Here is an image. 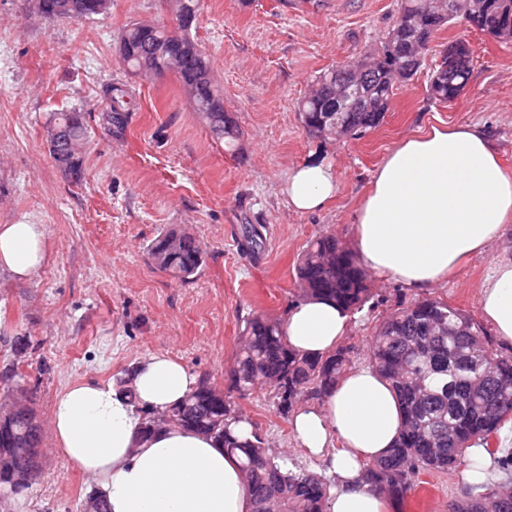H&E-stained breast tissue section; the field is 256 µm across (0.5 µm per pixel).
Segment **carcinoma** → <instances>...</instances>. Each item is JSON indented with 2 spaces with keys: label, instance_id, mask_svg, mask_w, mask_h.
<instances>
[{
  "label": "carcinoma",
  "instance_id": "carcinoma-1",
  "mask_svg": "<svg viewBox=\"0 0 512 512\" xmlns=\"http://www.w3.org/2000/svg\"><path fill=\"white\" fill-rule=\"evenodd\" d=\"M178 31L163 23L134 22L125 29L119 54L137 76L173 73L213 136L229 143L239 136L232 114L224 109V94L212 79L213 62L192 36L201 0H173ZM426 0H401L400 18L385 34L372 59L382 68L356 76L365 81L361 91L370 103L353 102L336 112L339 82L350 72L341 65L323 72L317 88L298 104L302 124L311 136H319L328 116L346 121L350 136L378 127L388 112L395 77L415 76L422 58L410 57L400 46L406 42L397 27L424 10ZM453 15L495 38L499 30L472 14L468 0H448ZM110 0H41L40 16L89 19L109 9ZM471 61L454 68L448 62L433 70L429 93L440 102L454 99L469 81ZM100 105L109 128L123 131L131 108L128 89L110 84L100 94ZM61 131L58 148L50 150L58 169L78 181L83 175L80 144L87 137L84 113L61 110L51 113L46 134ZM155 266L182 283L193 281L204 263V251L192 234L170 228L147 246ZM299 285L306 297H325L352 313L361 309L370 288L368 275L352 253L333 235L315 239L297 267ZM353 350L340 346L321 357L296 353L288 345L281 324L264 316L246 320L243 341L230 370V388L246 395L266 385L275 392L280 413L288 414L297 398L326 394L353 368ZM369 364L392 387L403 412V424L393 448L362 464L367 482L401 506L423 472H446L462 465L465 449L487 447L493 466L512 468V452L490 447L512 418V355L490 348L483 327L463 310L440 299L416 301L389 315L373 336ZM226 395L203 379L182 403L169 409L175 425L214 435L224 452L236 458L247 482L253 512H325L331 480L309 471L288 468L257 431L242 437L234 425L245 419ZM34 408L10 420V432L0 429V448L21 446L38 450L42 431L36 427ZM453 512H512V483L493 477L470 486L453 504Z\"/></svg>",
  "mask_w": 512,
  "mask_h": 512
}]
</instances>
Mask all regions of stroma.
Segmentation results:
<instances>
[{
    "instance_id": "stroma-1",
    "label": "stroma",
    "mask_w": 512,
    "mask_h": 512,
    "mask_svg": "<svg viewBox=\"0 0 512 512\" xmlns=\"http://www.w3.org/2000/svg\"><path fill=\"white\" fill-rule=\"evenodd\" d=\"M399 0H203L195 36L240 136L215 142L174 75H130L118 54L135 21L174 24L171 0H112L94 20L40 19L30 0H0V224H43L48 260L33 279L0 273V400L17 390L49 425L56 396L81 379L121 380L143 356L181 359L226 393L278 454L326 474L304 458L290 419L267 388L229 389L246 318L285 321L303 299L297 261L308 243L335 235L353 246V214L377 165L403 139L443 123L484 128L512 172V41L456 20L439 30L411 81L396 84L384 122L352 138L313 137L298 103L325 70L374 53L398 15ZM473 52L469 82L450 103L427 91L441 51L457 39ZM132 96L125 131L108 130L98 107L106 84ZM61 109L84 112L85 175L67 179L49 155L44 125ZM332 163L338 191L318 212L292 210L280 188L303 162ZM263 235L252 251L246 225ZM178 227L205 251L199 276L182 284L146 252ZM512 258V223L490 253L464 262L427 297L479 318V292L492 259ZM371 295L351 316L344 345L367 362L380 323L418 293L371 277ZM465 468L420 475L401 512H449L467 487ZM96 486L45 434L41 476L0 512H80Z\"/></svg>"
}]
</instances>
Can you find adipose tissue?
Segmentation results:
<instances>
[{
	"label": "adipose tissue",
	"mask_w": 512,
	"mask_h": 512,
	"mask_svg": "<svg viewBox=\"0 0 512 512\" xmlns=\"http://www.w3.org/2000/svg\"><path fill=\"white\" fill-rule=\"evenodd\" d=\"M336 189L325 161L297 166L283 186L301 213L319 210ZM511 219L512 175L486 133L466 123L433 126L401 141L376 169L354 216L355 249L369 273L423 291L488 251ZM47 259L45 225H0V272L29 280ZM480 310L498 339L512 345V261L491 266ZM348 329V312L318 298L291 308L284 324L289 344L309 355L331 351ZM197 386V376L166 353L141 358L125 389L74 382L51 409L55 447L95 481L110 512H252L238 463L209 437L173 426L141 434L146 413L167 410ZM291 426L297 448L329 462L334 483L326 512H387L361 463L394 444L401 414L375 370L352 369L321 403L298 409Z\"/></svg>",
	"instance_id": "adipose-tissue-1"
}]
</instances>
